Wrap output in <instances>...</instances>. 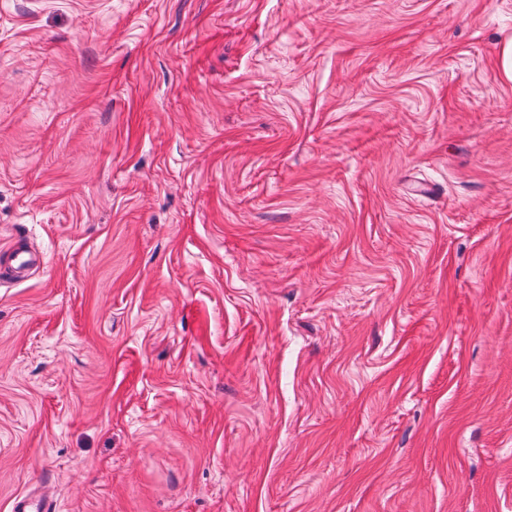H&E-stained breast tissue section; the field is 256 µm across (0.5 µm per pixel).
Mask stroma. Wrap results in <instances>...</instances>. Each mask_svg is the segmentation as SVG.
<instances>
[{"label": "stroma", "mask_w": 512, "mask_h": 512, "mask_svg": "<svg viewBox=\"0 0 512 512\" xmlns=\"http://www.w3.org/2000/svg\"><path fill=\"white\" fill-rule=\"evenodd\" d=\"M512 0H0V512H512ZM53 510V501L42 495H20L15 499L12 507L13 512H52Z\"/></svg>", "instance_id": "stroma-1"}]
</instances>
